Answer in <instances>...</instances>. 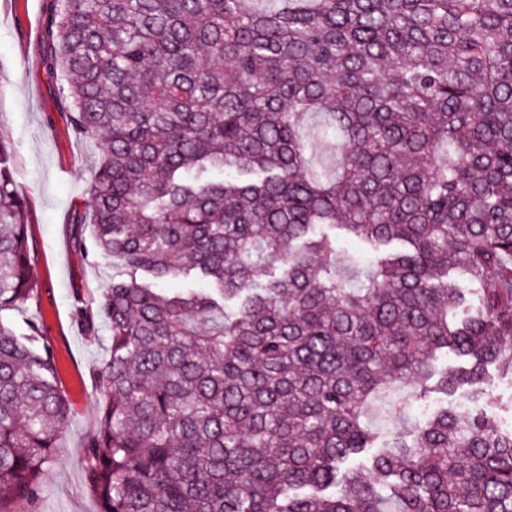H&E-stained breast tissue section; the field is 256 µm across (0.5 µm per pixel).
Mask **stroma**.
Returning <instances> with one entry per match:
<instances>
[{
    "instance_id": "1",
    "label": "stroma",
    "mask_w": 512,
    "mask_h": 512,
    "mask_svg": "<svg viewBox=\"0 0 512 512\" xmlns=\"http://www.w3.org/2000/svg\"><path fill=\"white\" fill-rule=\"evenodd\" d=\"M50 2L0 0V141L9 147L7 163L28 204V245L39 287L36 301L0 312V319L19 327L31 317L40 322L53 347L58 383L74 408L38 512H98L80 458L84 438L97 424L93 374L106 343L78 328L74 299H101L118 263L104 255L85 257L72 244V229L87 212L98 150L73 136L59 79L46 60L42 24ZM406 394L401 388L375 401L369 420L375 444L415 426L419 409L405 404Z\"/></svg>"
}]
</instances>
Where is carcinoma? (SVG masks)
<instances>
[{
	"label": "carcinoma",
	"mask_w": 512,
	"mask_h": 512,
	"mask_svg": "<svg viewBox=\"0 0 512 512\" xmlns=\"http://www.w3.org/2000/svg\"><path fill=\"white\" fill-rule=\"evenodd\" d=\"M52 2L61 102L100 150L77 246L127 271L77 307L108 332L100 512H512V431L483 413L488 368L512 376V0ZM343 235L372 254L355 285ZM27 239L0 164V312L37 297ZM401 383L469 407L377 448ZM72 416L39 322L0 319V512L37 503ZM325 121L326 118L323 114L313 113L308 116L304 128L305 136L313 145L312 159L315 163H326L335 149L334 140V142H328L317 136V132L324 125Z\"/></svg>",
	"instance_id": "carcinoma-1"
}]
</instances>
